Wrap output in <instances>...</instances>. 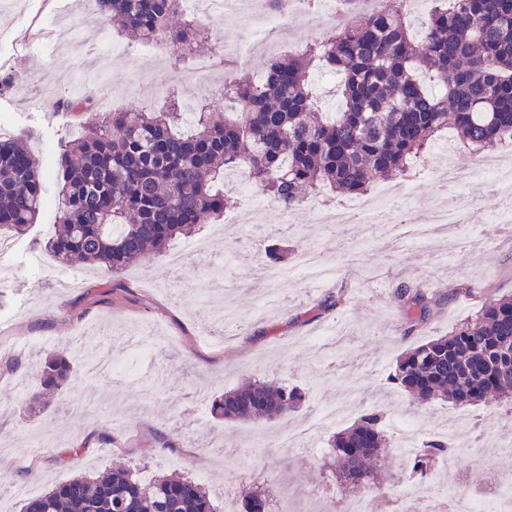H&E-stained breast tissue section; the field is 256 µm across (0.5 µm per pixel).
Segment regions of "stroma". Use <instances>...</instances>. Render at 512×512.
I'll use <instances>...</instances> for the list:
<instances>
[{
	"instance_id": "stroma-1",
	"label": "stroma",
	"mask_w": 512,
	"mask_h": 512,
	"mask_svg": "<svg viewBox=\"0 0 512 512\" xmlns=\"http://www.w3.org/2000/svg\"><path fill=\"white\" fill-rule=\"evenodd\" d=\"M260 7L259 0H243L226 24H210L208 54L176 65L169 54H146L130 42L126 55L106 58L90 77L83 56H103L122 36L86 0H0V78L10 79L0 88V128L26 139L47 164L61 139L75 133L72 118L52 117L45 108L50 93L97 91L102 112L144 108L141 81L177 87L184 99L214 98L224 71L218 33L247 36ZM315 39L311 23L289 20L271 44L239 61L235 75L254 79L279 46L293 51ZM203 64L209 67L205 82L197 76ZM442 194L432 177H421L416 199H395L399 220L426 223ZM456 201L466 212L458 239L479 235L484 246L454 249L444 268L419 241L379 249L377 237L387 225L323 224L306 205L287 217L273 202L258 215L243 214L235 238H225L220 225L205 224L200 233L178 239L186 250L179 271L162 254L112 273L77 260L57 262L45 244L58 215L44 209L13 250L0 256V447L9 449L0 454V479L33 485L39 494L84 470L128 465L151 474L176 471L200 477L222 512L225 490L238 487L247 469L269 492L292 486L294 512H311L318 489L326 494L322 512H337L348 490L330 468L333 428L318 431L311 452L278 446L274 437L308 420L319 405L346 399L358 415L406 413L429 426L456 413L452 403L418 401L389 380L398 357L475 317L486 294H512V230L493 222L492 194L467 187ZM275 244L324 248L335 278L306 285L289 267L268 279L266 251ZM403 285L429 301L426 325L409 328L397 296ZM342 289L348 293L344 305L321 309ZM85 332L96 336L110 360L128 363V374L95 380L77 366L65 395L27 410L12 381L37 352L77 346ZM16 339L28 341L23 353L10 352ZM250 377L299 388L306 399L289 418L221 422L211 402ZM36 431L55 443L32 456L28 440ZM511 467L495 451L474 455L457 448L428 482L439 492L462 485L482 497L490 476Z\"/></svg>"
}]
</instances>
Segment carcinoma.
<instances>
[{
  "instance_id": "cac0c4a2",
  "label": "carcinoma",
  "mask_w": 512,
  "mask_h": 512,
  "mask_svg": "<svg viewBox=\"0 0 512 512\" xmlns=\"http://www.w3.org/2000/svg\"><path fill=\"white\" fill-rule=\"evenodd\" d=\"M102 21L138 43L172 48L180 61L209 30L183 17L180 0H97ZM360 21H349L321 43L277 57L264 78L224 87L240 105L229 119L206 104L194 129L181 131L175 98L153 111L94 117L85 92L56 105L84 131L62 144L51 169L25 141L0 130V235L20 237L37 223L47 202L45 180L60 185L58 232L47 244L65 262L75 258L119 272L161 253L207 220L224 215L232 197L214 188L231 169L282 208L321 186L347 196L370 191L378 177H403L410 162L452 129L469 150L483 152L512 138V0H448L410 31L404 0ZM336 71L340 111L327 118L312 103L313 62ZM444 86L430 95L424 78ZM412 326L426 324L425 296L399 290ZM73 353L41 358L40 391L28 400L65 393ZM393 383L421 401L475 405L496 393L512 403V296L487 295L478 315L446 336L420 344L396 362ZM305 393L254 381L227 391L213 412L228 422L259 423L300 408ZM383 415L369 411L333 435L340 480L370 488L368 464L381 450ZM432 439L409 457L406 480L422 482L449 454ZM25 512H216L209 490L194 476L161 474L143 482L127 468L80 473L27 500Z\"/></svg>"
}]
</instances>
